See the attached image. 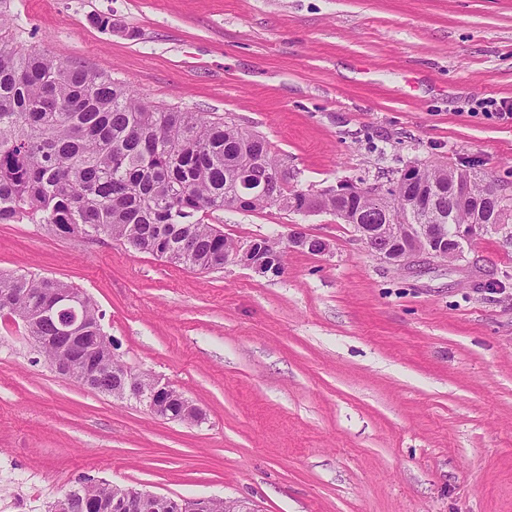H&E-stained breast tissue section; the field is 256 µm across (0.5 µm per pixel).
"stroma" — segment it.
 <instances>
[{
  "label": "stroma",
  "instance_id": "stroma-1",
  "mask_svg": "<svg viewBox=\"0 0 512 512\" xmlns=\"http://www.w3.org/2000/svg\"><path fill=\"white\" fill-rule=\"evenodd\" d=\"M21 40L157 105L262 135L291 186L474 166L512 195V0H12ZM110 17L111 27L96 19ZM285 268L198 270L106 237L0 224V271L85 291L182 423L59 375L0 316V512L88 478L249 512H512V243L395 269L319 212L206 214ZM325 239L288 246L291 225Z\"/></svg>",
  "mask_w": 512,
  "mask_h": 512
}]
</instances>
